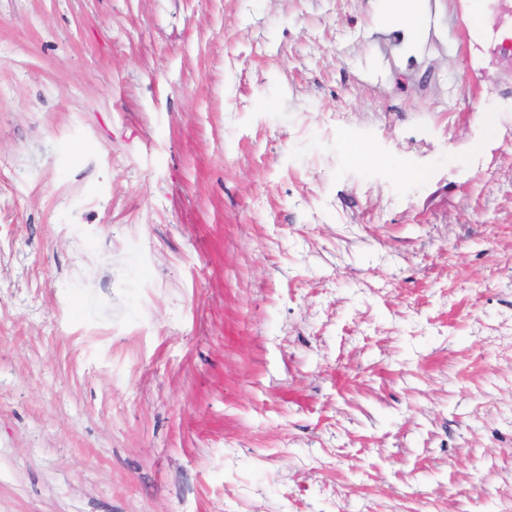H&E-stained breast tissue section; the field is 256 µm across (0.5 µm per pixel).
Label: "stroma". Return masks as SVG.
I'll return each instance as SVG.
<instances>
[{"label": "stroma", "mask_w": 512, "mask_h": 512, "mask_svg": "<svg viewBox=\"0 0 512 512\" xmlns=\"http://www.w3.org/2000/svg\"><path fill=\"white\" fill-rule=\"evenodd\" d=\"M482 13L0 0V512H512Z\"/></svg>", "instance_id": "obj_1"}]
</instances>
